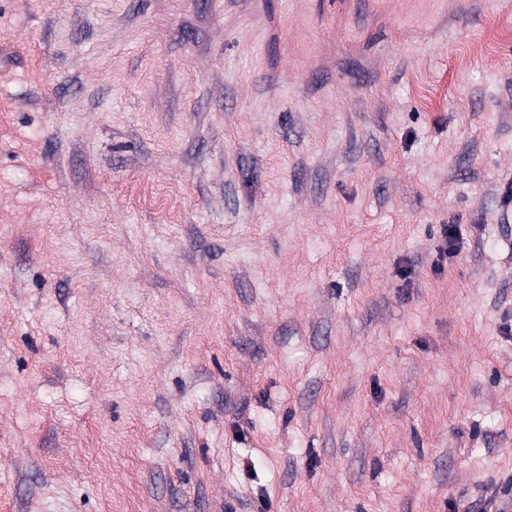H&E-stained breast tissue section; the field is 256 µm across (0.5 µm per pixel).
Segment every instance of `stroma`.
Here are the masks:
<instances>
[{
	"mask_svg": "<svg viewBox=\"0 0 512 512\" xmlns=\"http://www.w3.org/2000/svg\"><path fill=\"white\" fill-rule=\"evenodd\" d=\"M476 500L512 0H0V512Z\"/></svg>",
	"mask_w": 512,
	"mask_h": 512,
	"instance_id": "35a3bbf8",
	"label": "stroma"
}]
</instances>
